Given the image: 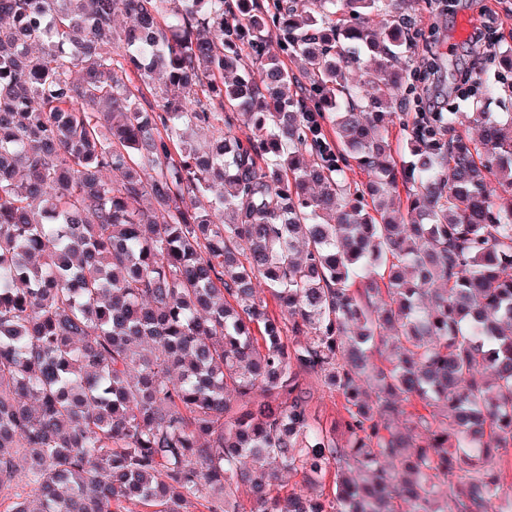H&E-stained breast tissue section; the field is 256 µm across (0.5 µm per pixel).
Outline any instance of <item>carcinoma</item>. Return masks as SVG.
<instances>
[{"label":"carcinoma","instance_id":"obj_1","mask_svg":"<svg viewBox=\"0 0 512 512\" xmlns=\"http://www.w3.org/2000/svg\"><path fill=\"white\" fill-rule=\"evenodd\" d=\"M413 28L410 0H0V493L512 512V114L485 85L477 139L420 112L393 141Z\"/></svg>","mask_w":512,"mask_h":512}]
</instances>
